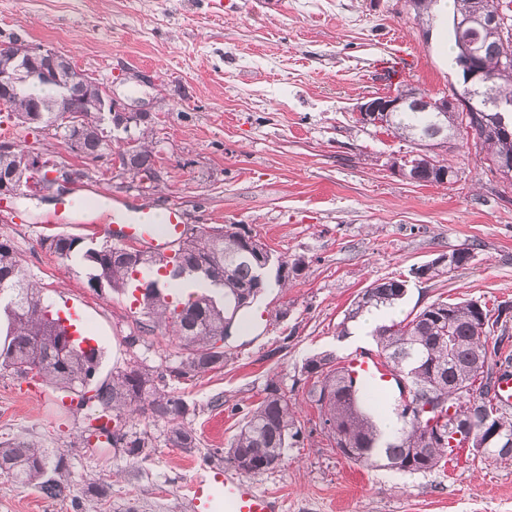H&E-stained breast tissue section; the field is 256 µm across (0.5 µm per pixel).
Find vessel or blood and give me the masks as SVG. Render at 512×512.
Returning a JSON list of instances; mask_svg holds the SVG:
<instances>
[{"mask_svg": "<svg viewBox=\"0 0 512 512\" xmlns=\"http://www.w3.org/2000/svg\"><path fill=\"white\" fill-rule=\"evenodd\" d=\"M112 237L118 241H138L156 252H168L183 236V214L169 206L163 223H155L150 208L116 211L112 214ZM368 395H394L392 371L375 356L358 353L346 362ZM193 512H283L284 501L276 494L258 489L229 471L215 469L190 487Z\"/></svg>", "mask_w": 512, "mask_h": 512, "instance_id": "vessel-or-blood-1", "label": "vessel or blood"}]
</instances>
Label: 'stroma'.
Wrapping results in <instances>:
<instances>
[{
	"mask_svg": "<svg viewBox=\"0 0 512 512\" xmlns=\"http://www.w3.org/2000/svg\"><path fill=\"white\" fill-rule=\"evenodd\" d=\"M52 48L103 80L118 107L153 118L161 178L143 192L106 160L76 157L37 129L0 119V137L50 153L82 176L58 200L0 199V238L44 288L52 310L78 308L103 348L101 373L138 358L197 408L192 451L165 444L136 459L71 442L94 417L69 394L0 376V442L36 439L67 458L71 498L49 499L0 476V512H192V480L218 466L244 413L277 381L295 402L301 435L280 467L252 476L287 496V512H512V459L484 462L459 450L444 467L406 474L344 456L320 426L302 367L317 354L341 364L375 343L353 344L344 316L374 281L407 282L389 309L398 321L435 299L512 305V183L480 164L471 143L448 150L456 176L435 185L397 168L408 143L360 123L358 107L415 87L449 96L444 66L409 0H0V44ZM163 213L181 206L194 225L240 224L295 264L286 288L262 294L225 340L224 368L168 377L179 349L167 330L138 333L127 295L93 288L84 260H60L43 235L110 234L113 203ZM466 250L463 267L433 280L411 268ZM136 345H129L130 336ZM222 408H211L213 396ZM107 491L106 502L87 492Z\"/></svg>",
	"mask_w": 512,
	"mask_h": 512,
	"instance_id": "stroma-1",
	"label": "stroma"
}]
</instances>
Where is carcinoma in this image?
I'll list each match as a JSON object with an SVG mask.
<instances>
[{"label":"carcinoma","mask_w":512,"mask_h":512,"mask_svg":"<svg viewBox=\"0 0 512 512\" xmlns=\"http://www.w3.org/2000/svg\"><path fill=\"white\" fill-rule=\"evenodd\" d=\"M508 14L512 27V0H454L448 40L457 49L453 66H460L465 40L475 43L482 59L480 94L469 92L467 79L452 88V108L439 112L432 107L408 106L380 116L383 128L409 143L415 150L409 171L414 182L443 183L442 174L454 172L448 159L433 152L448 150V143L463 135H473L475 146L490 170L512 181V137L502 133L501 120L512 122V113L485 111L484 99L494 98L512 108V69L500 67V56H512V34H502L488 25L475 32L461 30L456 21L470 13L490 17ZM8 117L19 127H35L45 135L86 159L99 161L118 154L121 170L129 178L147 182L142 191L156 188V150L151 121H136L125 137L124 148L112 151V135L105 126L108 116L90 122L76 121L87 110V99L65 100L58 84L35 75L22 89L0 83V98ZM28 150L15 145L0 152V174L22 164ZM41 246L67 260L79 245V238L57 233L43 237ZM92 269L90 280L99 281L113 292L143 289L139 314L152 325L168 327L179 343L180 358L171 370L177 379L204 376L224 368V337L228 326L240 327L239 313L269 287V277L260 260L273 257L259 237L237 224L197 225L184 233L170 255L147 249H126L109 240L93 243L82 253ZM469 252H458L455 264L437 261L410 270L416 279L432 280L464 266ZM204 282L208 288L179 299L181 289ZM406 293V281L384 279L365 288L346 311L344 322L363 313L394 307ZM0 309L6 317V340L0 346V375L9 373L45 382L71 392L77 408L91 404L98 417L116 422L108 430L100 425L92 434L106 435L101 450L113 449L129 457H139L154 447L156 438L142 424L149 419L166 426L165 442L172 448L197 447V437L185 420L196 406L160 387L151 369L138 361L116 368L103 380H95L102 354L87 353L73 345L66 352L57 346L65 334L40 286L27 274L10 241L0 240ZM490 311L475 300L449 303L441 298L399 321L379 326L375 331L377 355L397 375L400 394L398 416L401 426L393 440L378 448L379 433L367 396L346 375L344 367L333 366L327 354L314 355L304 363V372L314 379L308 398L320 409V425L345 456L367 467H384L403 473L431 472L448 462V455L462 447L452 432L439 438L423 435L422 423L436 418L424 410L435 395L455 408V415L467 418L475 403L496 414L498 424L512 431V406L498 393L509 360L499 361L489 353L486 326L498 323ZM414 413L407 414L408 408ZM299 434L295 411L275 381L267 383L264 396L243 418L238 433L227 444L220 460L237 470L263 473L258 463L284 459ZM67 461L57 449L36 441L18 440L0 444V473L22 487H37L51 499L66 497L70 484Z\"/></svg>","instance_id":"1"}]
</instances>
